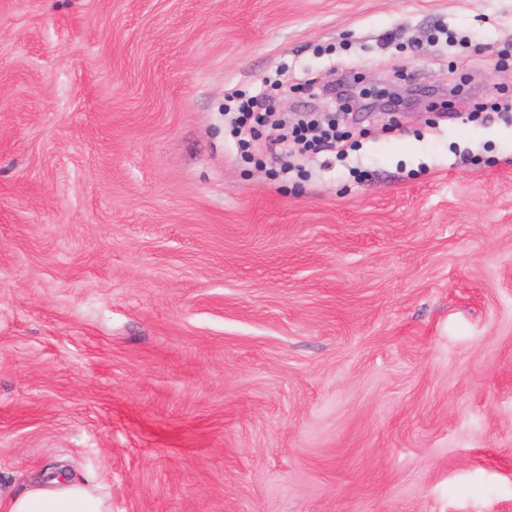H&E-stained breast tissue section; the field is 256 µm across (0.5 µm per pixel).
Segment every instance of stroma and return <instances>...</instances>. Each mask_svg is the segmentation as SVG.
I'll return each instance as SVG.
<instances>
[{"label":"stroma","instance_id":"1","mask_svg":"<svg viewBox=\"0 0 512 512\" xmlns=\"http://www.w3.org/2000/svg\"><path fill=\"white\" fill-rule=\"evenodd\" d=\"M510 95L512 0H0V492L512 512Z\"/></svg>","mask_w":512,"mask_h":512}]
</instances>
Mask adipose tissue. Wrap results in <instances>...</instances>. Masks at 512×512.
Returning <instances> with one entry per match:
<instances>
[{"label": "adipose tissue", "instance_id": "1", "mask_svg": "<svg viewBox=\"0 0 512 512\" xmlns=\"http://www.w3.org/2000/svg\"><path fill=\"white\" fill-rule=\"evenodd\" d=\"M0 512H112L95 479L81 482L48 474L28 482L25 489L0 499Z\"/></svg>", "mask_w": 512, "mask_h": 512}]
</instances>
